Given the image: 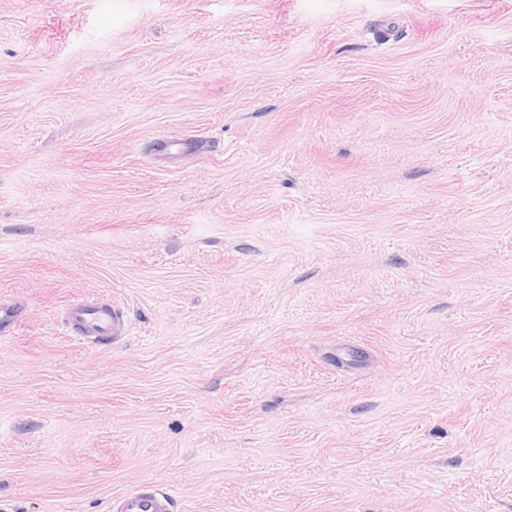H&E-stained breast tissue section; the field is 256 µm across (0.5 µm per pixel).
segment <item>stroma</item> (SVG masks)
<instances>
[{
    "mask_svg": "<svg viewBox=\"0 0 512 512\" xmlns=\"http://www.w3.org/2000/svg\"><path fill=\"white\" fill-rule=\"evenodd\" d=\"M16 300L19 512H512V0H0ZM65 332L83 344L114 343L123 338L129 325L122 312L112 306H74L63 322ZM77 334V335H74ZM172 507L173 498L169 492L143 484L113 498L110 512H170Z\"/></svg>",
    "mask_w": 512,
    "mask_h": 512,
    "instance_id": "stroma-1",
    "label": "stroma"
}]
</instances>
